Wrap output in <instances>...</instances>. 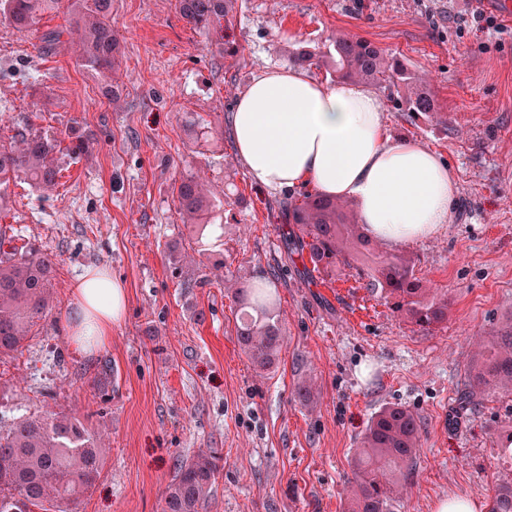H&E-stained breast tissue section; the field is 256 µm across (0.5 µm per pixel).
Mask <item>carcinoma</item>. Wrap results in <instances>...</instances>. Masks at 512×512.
<instances>
[{"instance_id": "obj_1", "label": "carcinoma", "mask_w": 512, "mask_h": 512, "mask_svg": "<svg viewBox=\"0 0 512 512\" xmlns=\"http://www.w3.org/2000/svg\"><path fill=\"white\" fill-rule=\"evenodd\" d=\"M178 4L189 24L214 37L216 44H224V31L234 25L238 0H178ZM59 13L66 16V24L42 32L39 51L75 47L77 64L100 77L105 94L116 95L112 0H0V22L18 30L37 32L44 18ZM334 50L333 55L304 50L295 60L330 68L338 81L400 83L405 110L442 119L427 80L408 72L396 59L384 57L370 42L338 36ZM67 138L76 157L90 148V141L74 126L22 133L12 137L9 147L0 143V187L20 177L39 191L52 190L61 172L56 154ZM174 192L182 222L193 225L199 245H207L213 219L224 202L192 168L180 176ZM282 215L285 223L298 226L300 251L307 254L312 271L329 275L339 264L359 261L364 288L392 300L395 311L420 329L429 331L448 322V294L424 287L410 256L378 251L344 202L305 194L298 203L284 202ZM13 241L15 235L0 226V357L22 349L32 327L54 308L52 255ZM232 287L239 304L238 341L255 369L268 371L285 343L275 294L265 281L244 276ZM490 389L512 393V315L489 342L478 345L467 371L465 392ZM102 445L101 436L82 421L51 407L38 418L0 424V512H33L46 504L51 512H76L80 497L100 475ZM419 446L420 425L411 410L392 404L375 413L360 441L354 490L345 512H392L402 490L398 476L411 472ZM220 460L214 448L182 460L164 491L162 512H207ZM488 512H512V478L496 487Z\"/></svg>"}]
</instances>
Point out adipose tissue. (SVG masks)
I'll list each match as a JSON object with an SVG mask.
<instances>
[{
	"label": "adipose tissue",
	"instance_id": "adipose-tissue-1",
	"mask_svg": "<svg viewBox=\"0 0 512 512\" xmlns=\"http://www.w3.org/2000/svg\"><path fill=\"white\" fill-rule=\"evenodd\" d=\"M231 135L254 181L354 201L367 236L387 250L436 236L457 202L450 163L421 142L390 136L379 93L363 85L330 86L296 68L263 70L236 97ZM70 295L72 342L107 345L124 314L123 285L96 267Z\"/></svg>",
	"mask_w": 512,
	"mask_h": 512
}]
</instances>
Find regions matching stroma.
Returning a JSON list of instances; mask_svg holds the SVG:
<instances>
[{"label":"stroma","mask_w":512,"mask_h":512,"mask_svg":"<svg viewBox=\"0 0 512 512\" xmlns=\"http://www.w3.org/2000/svg\"><path fill=\"white\" fill-rule=\"evenodd\" d=\"M120 92L103 97L73 52L50 57L35 35L0 24V143L16 132L77 125L94 143L60 151L50 195L11 181L0 225L52 254L55 309L18 352L0 357V420L53 405L101 434L100 477L78 512H161L181 460L219 449L208 512H343L371 416L398 403L421 421V445L394 512H435L463 494L487 504L512 472L497 436L512 428V395L460 404L474 343L512 315V23L470 0H243L224 53L179 14L178 0H112ZM363 39L429 76L447 124L407 112L380 84L393 134L424 142L455 167L449 224L404 246L426 287L448 294V321L420 330L370 295L360 264L312 272L284 223L280 193L254 182L229 133L234 101L294 52L325 53L337 35ZM38 80H31V73ZM201 116L207 135L192 131ZM201 169L224 201L221 237L200 250L173 184ZM104 266L127 287V310L103 348L69 340L72 283ZM279 271L286 342L261 373L237 339L225 278ZM211 276L190 291L182 284ZM206 312L204 322L195 310ZM110 362L98 388L95 368ZM315 399L301 403L299 382Z\"/></svg>","instance_id":"obj_1"}]
</instances>
